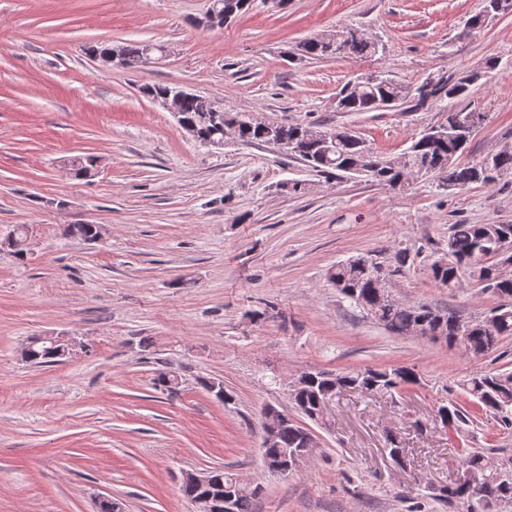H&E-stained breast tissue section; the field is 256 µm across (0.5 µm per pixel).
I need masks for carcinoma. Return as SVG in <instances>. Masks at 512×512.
I'll return each mask as SVG.
<instances>
[{
    "label": "carcinoma",
    "mask_w": 512,
    "mask_h": 512,
    "mask_svg": "<svg viewBox=\"0 0 512 512\" xmlns=\"http://www.w3.org/2000/svg\"><path fill=\"white\" fill-rule=\"evenodd\" d=\"M150 42L126 43L121 46L125 67L137 68L143 65V57ZM379 43L357 33V29L346 26L336 30V42L332 45L311 37L298 44L304 57L311 60L345 56L371 58L378 54ZM481 79V72L469 71L432 92L435 100H447L448 116L435 125L438 132L431 135L424 130L411 137L410 145L397 157H389L375 151L366 140L353 131L341 127L323 125L282 124L275 128V135L297 148L294 158L301 160L311 170L331 175L346 173L350 169L385 186H393L398 179L425 169L438 186L448 189H463L474 183L491 184L505 175L512 174V143L488 152L472 164H460L457 159L468 148L472 138L455 131L456 115L467 112L458 107L471 94L472 86ZM403 88L410 89L389 77L366 76L347 82L339 90L341 112H373L379 110L380 101ZM180 117L183 122L195 127L204 139L221 140L224 126L236 124L240 138L250 142L263 141L265 131L242 115H230L209 98L192 95L181 103ZM330 135L332 149L324 153L315 134ZM70 173L82 180L91 176L94 157L75 156L69 160ZM14 241L8 245L19 260L27 258L25 232L16 228L10 233ZM512 238V224H452L448 234V265H431V278L448 288L460 283L457 272L467 269L485 291L506 302L492 308L488 316L491 324L475 318L466 339L459 342L450 332V319L455 313L428 305L406 306L395 298L380 302L377 298L378 284L373 274L370 258L359 256L341 261L329 270V279L340 294L353 307L366 312L388 332L396 336H425L434 333L450 346H460L470 354H485L496 349L505 337L512 336V275H503L494 263L484 256L504 237ZM58 357L50 344L33 338L29 362L34 365L52 363ZM419 375L411 367L396 366L369 367L348 372L309 371L305 385L290 398L297 412L313 421L318 416L319 403L337 395L344 388L355 389L366 396L375 398L394 397L405 388L418 383ZM467 404L456 402L441 404L438 416L443 426L456 431L471 419L476 412L488 414L505 427L512 429V372L480 373L461 383ZM387 451L391 460L399 467L408 462V452L402 440L389 432L386 434ZM316 444L309 438V431L290 416L279 423L271 447L262 449L264 465L272 470L277 465L301 464L313 455ZM467 479L457 483L441 485L432 489L433 499L442 504L454 503L466 507V512H493L496 504L512 502V463L492 466L485 452L478 448H459ZM224 489L234 493L233 512H252L254 501L262 492L259 485L245 487L238 477L222 468L213 470V482L208 489L193 484H182L184 497L195 512H211L209 497Z\"/></svg>",
    "instance_id": "carcinoma-1"
}]
</instances>
